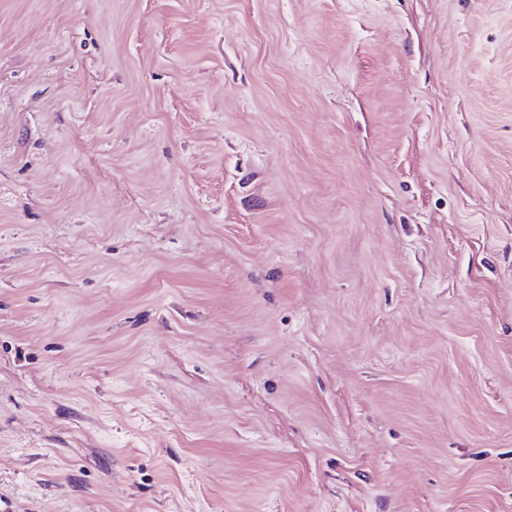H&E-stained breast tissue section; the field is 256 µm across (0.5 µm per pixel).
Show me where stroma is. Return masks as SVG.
Returning <instances> with one entry per match:
<instances>
[{"instance_id":"obj_1","label":"stroma","mask_w":512,"mask_h":512,"mask_svg":"<svg viewBox=\"0 0 512 512\" xmlns=\"http://www.w3.org/2000/svg\"><path fill=\"white\" fill-rule=\"evenodd\" d=\"M0 512H512V0H0Z\"/></svg>"}]
</instances>
